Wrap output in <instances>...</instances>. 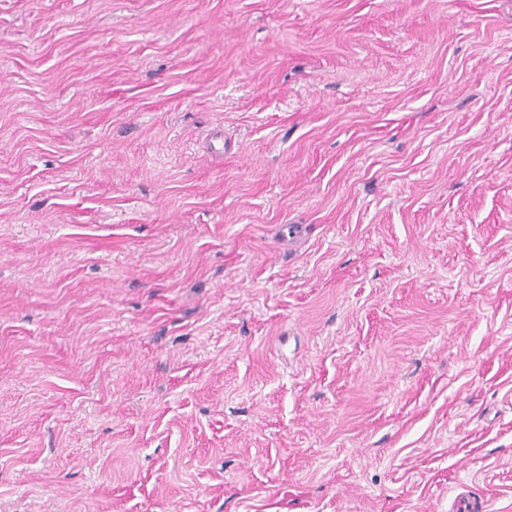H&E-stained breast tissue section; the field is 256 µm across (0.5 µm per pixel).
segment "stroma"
Instances as JSON below:
<instances>
[{"mask_svg": "<svg viewBox=\"0 0 512 512\" xmlns=\"http://www.w3.org/2000/svg\"><path fill=\"white\" fill-rule=\"evenodd\" d=\"M462 484L512 512V0H0V512Z\"/></svg>", "mask_w": 512, "mask_h": 512, "instance_id": "stroma-1", "label": "stroma"}]
</instances>
